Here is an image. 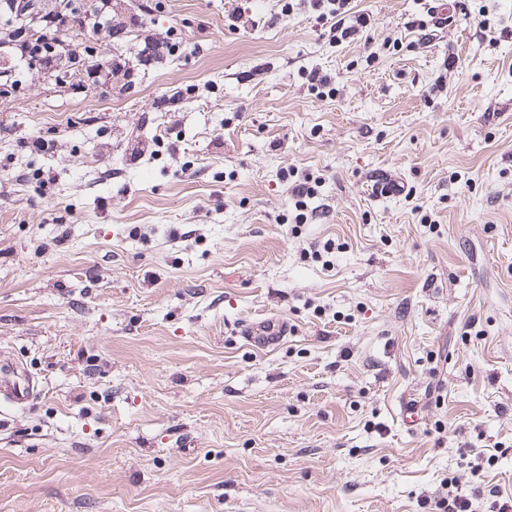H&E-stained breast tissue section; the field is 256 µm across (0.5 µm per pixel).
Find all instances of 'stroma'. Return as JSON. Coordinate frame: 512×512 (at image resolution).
<instances>
[{"instance_id":"1","label":"stroma","mask_w":512,"mask_h":512,"mask_svg":"<svg viewBox=\"0 0 512 512\" xmlns=\"http://www.w3.org/2000/svg\"><path fill=\"white\" fill-rule=\"evenodd\" d=\"M352 5L339 44L302 0H122L143 26L70 42L126 70L0 76V365L38 384L0 406V512L512 496V0ZM288 168L320 181L303 224ZM287 335L286 326L275 321L251 325L244 330V336L251 345L269 348L279 345Z\"/></svg>"}]
</instances>
